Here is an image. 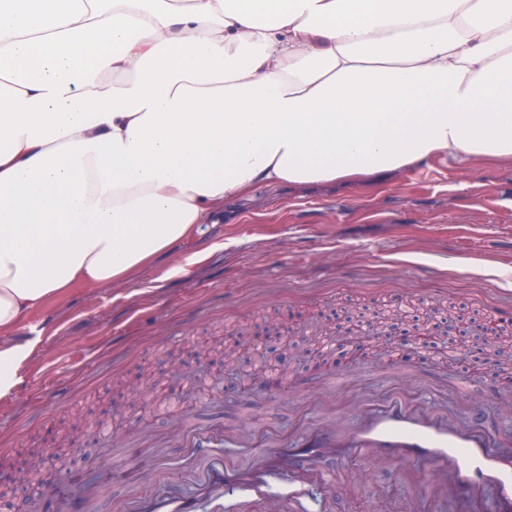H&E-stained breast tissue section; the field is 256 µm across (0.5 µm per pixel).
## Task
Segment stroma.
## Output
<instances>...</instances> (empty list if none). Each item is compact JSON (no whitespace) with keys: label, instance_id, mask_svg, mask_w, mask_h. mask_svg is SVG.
Instances as JSON below:
<instances>
[{"label":"stroma","instance_id":"1","mask_svg":"<svg viewBox=\"0 0 512 512\" xmlns=\"http://www.w3.org/2000/svg\"><path fill=\"white\" fill-rule=\"evenodd\" d=\"M181 264L185 273L172 274ZM512 297V161L430 160L410 171L381 174L363 184L300 187L259 185L225 201L209 222L159 255L139 279L121 288L70 289L6 334L34 345L8 396L0 398V460L7 469L49 440L70 448L54 481L81 475L100 479L112 453V436L163 434L175 421L201 427L242 424L273 428L290 438L298 425L317 422V397L330 385L361 382L376 391L382 380L365 366L390 359L422 368L448 386L460 415L512 375V366L472 377L471 357L446 347L408 354L398 340L366 347L362 363L335 357L316 367L306 361L313 326L332 331L337 319L374 310L423 318L431 308H453L454 318L480 324ZM288 321L301 342L286 370L260 361L220 375V362L203 365L178 390L177 404L147 400L139 422L130 419L128 390L144 375L193 361L194 344L238 331ZM175 487H182L183 452L162 458ZM151 449L136 451L130 471L116 473L107 495L123 494L134 469L152 467ZM356 464L335 465L336 508L326 487L305 485L299 512H402L416 498L420 512H464L463 500L436 506L425 493L418 464H384L356 479Z\"/></svg>","mask_w":512,"mask_h":512}]
</instances>
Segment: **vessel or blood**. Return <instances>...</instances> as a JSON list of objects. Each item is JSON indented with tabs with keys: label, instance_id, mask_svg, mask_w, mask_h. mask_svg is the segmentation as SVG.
I'll return each instance as SVG.
<instances>
[{
	"label": "vessel or blood",
	"instance_id": "1",
	"mask_svg": "<svg viewBox=\"0 0 512 512\" xmlns=\"http://www.w3.org/2000/svg\"><path fill=\"white\" fill-rule=\"evenodd\" d=\"M409 373L407 366L391 364L384 375L391 393L377 402L351 399L341 390L321 398L323 422L299 428L297 445H280L246 474L225 463L224 446L230 441L252 444L254 431L187 426L172 430L170 436L182 441L189 456L209 459L198 480L211 492L208 512H224L222 491L235 486L242 489L237 512H253L256 502L262 503L263 512H297L301 483L316 471V457L325 451L382 463L416 461L427 470L431 499H449L464 487L471 494V512H512V435L489 434L478 409L469 422L450 421L448 390L441 386H429L427 405H414L403 395L402 379ZM274 474L287 483V495L267 497L268 479ZM154 479L153 471L141 470L139 491L111 506L103 499L104 483L62 486L51 492L55 512H197L191 500L157 498Z\"/></svg>",
	"mask_w": 512,
	"mask_h": 512
}]
</instances>
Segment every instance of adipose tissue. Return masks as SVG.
Masks as SVG:
<instances>
[{"label":"adipose tissue","instance_id":"ef3b65f1","mask_svg":"<svg viewBox=\"0 0 512 512\" xmlns=\"http://www.w3.org/2000/svg\"><path fill=\"white\" fill-rule=\"evenodd\" d=\"M512 159V0H0V333L262 183Z\"/></svg>","mask_w":512,"mask_h":512}]
</instances>
